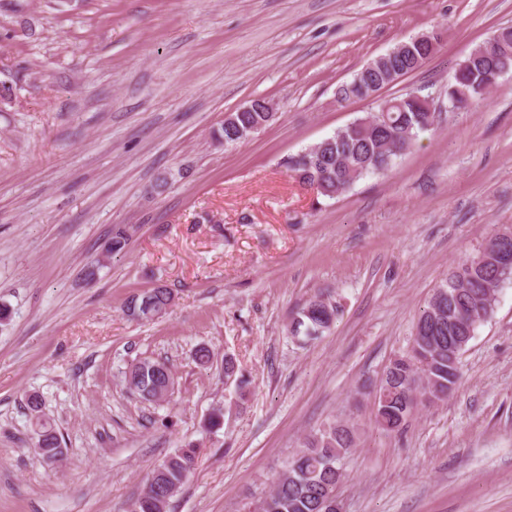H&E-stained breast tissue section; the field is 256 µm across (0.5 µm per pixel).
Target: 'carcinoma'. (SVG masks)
Listing matches in <instances>:
<instances>
[{
	"label": "carcinoma",
	"instance_id": "obj_1",
	"mask_svg": "<svg viewBox=\"0 0 512 512\" xmlns=\"http://www.w3.org/2000/svg\"><path fill=\"white\" fill-rule=\"evenodd\" d=\"M438 45L409 43V48L371 59L353 78L336 91L340 101L366 98L420 69L437 51ZM462 78L448 92L453 109H467L484 99L481 86L497 74L512 71V26L497 29L488 41L476 46L459 64ZM395 105L386 112H372L338 129L332 136L289 157L285 165L300 184L317 195L336 198L348 193L367 175L387 172L395 160L410 150L419 133L434 125L433 115L411 93L393 97ZM274 113L266 111V99L250 101L248 109L232 113L219 136L225 145L246 140L251 130L265 126ZM128 229L112 226L106 253L125 251ZM512 250V228L493 231L482 247L452 270L435 288L415 327L412 347L419 348L430 361L417 365L411 354L395 357L387 367L376 391V422L388 433H399L406 425L419 389L442 402L455 390L459 359L478 327L493 313L489 295L512 280V266L501 264L500 254ZM173 300L165 286L130 295L124 303L126 315L150 322L165 313ZM337 308L321 297L307 301L293 319L292 330L315 339L333 325ZM224 374L236 377L237 387L248 384L232 357H224ZM124 379L141 401L155 404L167 398L174 386L171 368L151 357L134 360ZM28 410L37 427L38 447L47 460L61 454L54 427L41 418L38 397L28 399ZM354 445L351 429L334 424L306 439L277 476L269 492L257 498L253 512H331L339 484L337 462ZM198 449L186 446L175 451L149 474L133 512H165L169 501L196 468Z\"/></svg>",
	"mask_w": 512,
	"mask_h": 512
}]
</instances>
